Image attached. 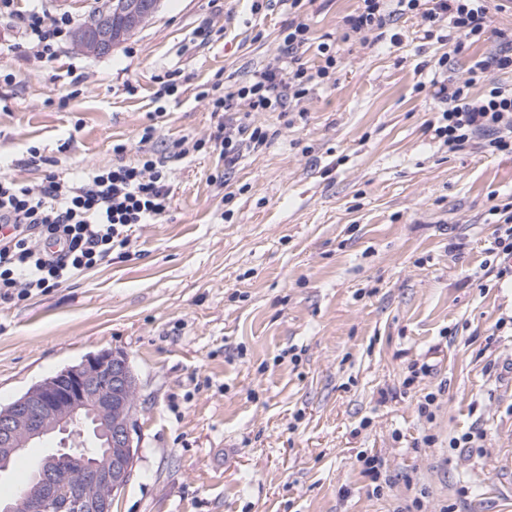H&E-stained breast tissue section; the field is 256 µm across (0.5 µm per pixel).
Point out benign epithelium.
Here are the masks:
<instances>
[{"mask_svg":"<svg viewBox=\"0 0 512 512\" xmlns=\"http://www.w3.org/2000/svg\"><path fill=\"white\" fill-rule=\"evenodd\" d=\"M160 0H98L81 19L73 46L105 55L148 23ZM138 383L127 357L89 353L0 406V474L47 436L58 448L36 466L21 495L0 512H112L131 479L140 441Z\"/></svg>","mask_w":512,"mask_h":512,"instance_id":"1","label":"benign epithelium"}]
</instances>
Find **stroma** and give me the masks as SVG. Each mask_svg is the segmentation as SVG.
Listing matches in <instances>:
<instances>
[{"label": "stroma", "mask_w": 512, "mask_h": 512, "mask_svg": "<svg viewBox=\"0 0 512 512\" xmlns=\"http://www.w3.org/2000/svg\"><path fill=\"white\" fill-rule=\"evenodd\" d=\"M357 5L161 0L110 54L67 41L49 62L0 55V174L83 176L143 148L172 170L169 212L110 264L0 301V406L89 353L127 356L141 448L112 512H397L415 485L428 512H512L499 466L512 452V273L491 274L487 251L491 207L512 204V154L451 151L426 129L433 82L512 37V0L457 53L411 15L343 41ZM297 17L309 67L318 43L340 51L324 84L288 111L253 113L276 136L232 172L218 150L181 152L214 130L203 90L272 63ZM168 76L176 92L156 98ZM32 146L44 164H27ZM416 361L433 371L405 385ZM430 392L428 421L417 403ZM474 427L483 452L449 447ZM49 448L0 475V498L19 495ZM362 452L384 460L381 496Z\"/></svg>", "instance_id": "obj_1"}]
</instances>
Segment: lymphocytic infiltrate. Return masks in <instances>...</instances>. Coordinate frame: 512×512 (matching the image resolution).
<instances>
[{
  "mask_svg": "<svg viewBox=\"0 0 512 512\" xmlns=\"http://www.w3.org/2000/svg\"><path fill=\"white\" fill-rule=\"evenodd\" d=\"M490 0H358L345 19L359 37L386 25L392 14L420 16L428 28L448 24L454 51L479 42L486 34ZM17 0H0V19L19 20V46L38 61L53 58L67 40L74 21L68 15L49 17L38 10L20 12ZM310 28L291 22L273 63L249 80L215 82L207 95L217 118L211 142L220 149L225 169H233L246 147L260 148L274 131L252 124L253 112H283L304 101L340 60L328 43L317 50L318 68L303 60ZM512 67V47L474 60L465 77L440 84L433 97L440 109L433 121L436 137L449 149L476 145L488 154L512 152V90L487 87L478 96L472 87L484 83L490 68ZM171 170L164 160L143 152L134 163L123 161L73 181L64 172L48 171L29 185L0 177V299L24 298L58 287L78 273L109 262L115 249L130 245L135 228L153 224L171 207Z\"/></svg>",
  "mask_w": 512,
  "mask_h": 512,
  "instance_id": "f902f5d3",
  "label": "lymphocytic infiltrate"
}]
</instances>
